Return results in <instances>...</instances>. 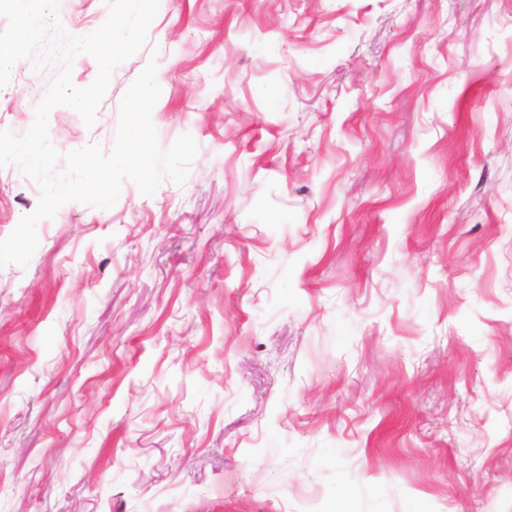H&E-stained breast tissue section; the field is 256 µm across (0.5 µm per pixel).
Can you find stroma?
I'll return each mask as SVG.
<instances>
[{
	"mask_svg": "<svg viewBox=\"0 0 512 512\" xmlns=\"http://www.w3.org/2000/svg\"><path fill=\"white\" fill-rule=\"evenodd\" d=\"M152 59L185 182L0 268V512H512V0H160L57 171ZM39 198L0 169V239Z\"/></svg>",
	"mask_w": 512,
	"mask_h": 512,
	"instance_id": "1",
	"label": "stroma"
}]
</instances>
